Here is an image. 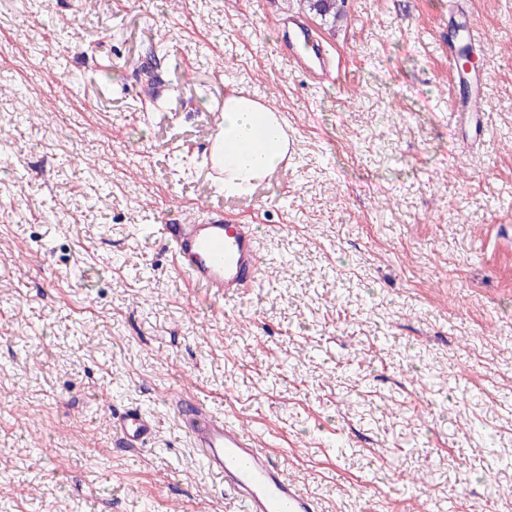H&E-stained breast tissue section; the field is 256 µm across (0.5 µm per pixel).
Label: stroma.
Returning <instances> with one entry per match:
<instances>
[{"label": "stroma", "instance_id": "obj_1", "mask_svg": "<svg viewBox=\"0 0 512 512\" xmlns=\"http://www.w3.org/2000/svg\"><path fill=\"white\" fill-rule=\"evenodd\" d=\"M457 18L489 74L476 146ZM295 19L335 81L289 67ZM1 42L0 512H246L183 398L317 512H512V0H345L332 24L299 0H0ZM228 88L296 141L242 197L203 163ZM206 209L255 225L253 288L175 272L156 227ZM135 407L142 448L112 430ZM452 34L448 36V71L459 87V100L455 112L462 118L476 117L487 111L488 103L484 97L486 71L479 69L462 71L458 69L457 59L462 46L476 50L478 39L473 22L467 19L451 23ZM116 436L131 448L141 447L155 434V423L137 408L127 409L119 418H112Z\"/></svg>", "mask_w": 512, "mask_h": 512}]
</instances>
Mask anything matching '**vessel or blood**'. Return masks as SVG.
<instances>
[{
  "label": "vessel or blood",
  "instance_id": "b4317fda",
  "mask_svg": "<svg viewBox=\"0 0 512 512\" xmlns=\"http://www.w3.org/2000/svg\"><path fill=\"white\" fill-rule=\"evenodd\" d=\"M477 42L472 22L453 23L448 37V71L459 87L456 110L463 117L483 114L488 108L485 72L463 71L457 66L461 48H476ZM288 59L295 70L314 79L332 67L322 42L304 21L293 23L288 30ZM158 232L172 246L178 273L207 289L210 296H231L254 284L259 270L254 225L232 223L212 210L190 224L160 225ZM181 418L207 468L245 502L247 512H316L311 497L285 478L279 463L258 448L252 435L198 404H187ZM112 428L133 448L145 445L155 433L154 421L136 408L113 419Z\"/></svg>",
  "mask_w": 512,
  "mask_h": 512
}]
</instances>
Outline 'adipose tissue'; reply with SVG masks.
<instances>
[{"mask_svg": "<svg viewBox=\"0 0 512 512\" xmlns=\"http://www.w3.org/2000/svg\"><path fill=\"white\" fill-rule=\"evenodd\" d=\"M216 139L224 143L225 195H247L284 167L288 136L265 103L235 89L224 92Z\"/></svg>", "mask_w": 512, "mask_h": 512, "instance_id": "ef3b65f1", "label": "adipose tissue"}]
</instances>
